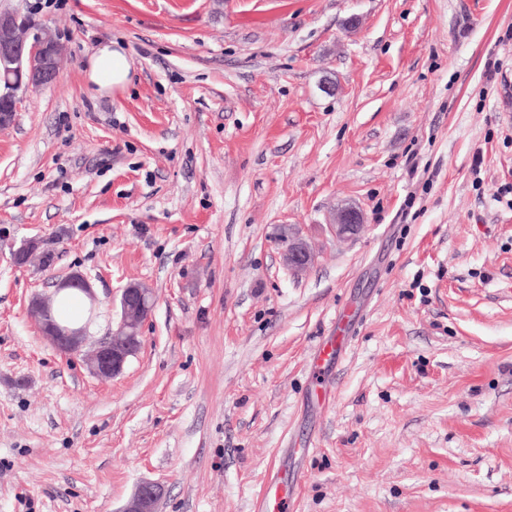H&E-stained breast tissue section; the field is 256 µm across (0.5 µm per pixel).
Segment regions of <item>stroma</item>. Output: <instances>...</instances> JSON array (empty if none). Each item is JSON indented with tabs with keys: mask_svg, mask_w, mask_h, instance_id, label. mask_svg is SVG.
<instances>
[{
	"mask_svg": "<svg viewBox=\"0 0 512 512\" xmlns=\"http://www.w3.org/2000/svg\"><path fill=\"white\" fill-rule=\"evenodd\" d=\"M0 11L62 61L0 128V512H120L144 481L159 512H252L280 469L295 512H512V0ZM110 41L131 82L96 97ZM343 205L352 241L328 228ZM26 241L51 265H15ZM75 271L95 340L127 284L154 293L117 377L28 312ZM336 224H330L334 227L336 237L340 239H351L360 233L363 227V214L353 206H346L336 211L334 216ZM279 238L284 243L288 240L286 228L281 229ZM284 256L288 268L296 274L306 271L313 261V255L307 243L300 238H293L291 242L288 240Z\"/></svg>",
	"mask_w": 512,
	"mask_h": 512,
	"instance_id": "35a3bbf8",
	"label": "stroma"
}]
</instances>
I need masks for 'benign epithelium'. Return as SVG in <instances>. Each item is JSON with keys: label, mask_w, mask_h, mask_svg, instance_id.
Listing matches in <instances>:
<instances>
[{"label": "benign epithelium", "mask_w": 512, "mask_h": 512, "mask_svg": "<svg viewBox=\"0 0 512 512\" xmlns=\"http://www.w3.org/2000/svg\"><path fill=\"white\" fill-rule=\"evenodd\" d=\"M60 72L58 46L50 30L41 24L14 13L0 14V84L11 90L7 100L0 101V126L8 125L18 110L19 99L15 92L24 89H40L52 85ZM336 237L351 239L363 227L362 212L346 206L334 216ZM313 261L307 243L295 238L288 243L285 263L296 273L306 271ZM55 288H78L95 300L91 284L80 274L72 273L55 283ZM120 318L110 336L101 341L86 360L93 375L110 378L122 372L128 356L141 346L140 328L150 315L154 299L150 289L139 283L126 285L120 295ZM31 308L41 315L40 328L45 337L61 353L79 352L85 343V330L63 328L48 319L52 299L35 297ZM164 489L154 482L141 483L127 500L120 512H156Z\"/></svg>", "instance_id": "benign-epithelium-1"}]
</instances>
